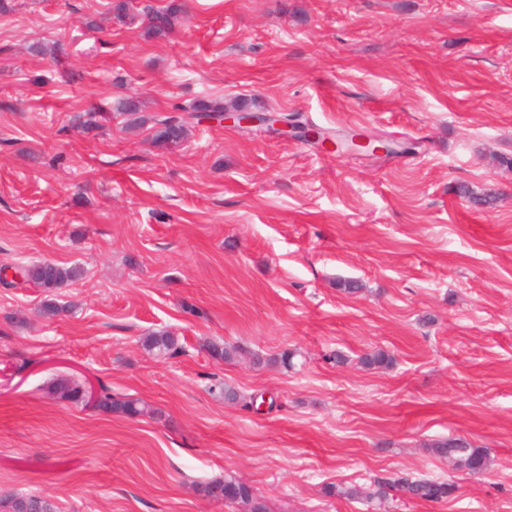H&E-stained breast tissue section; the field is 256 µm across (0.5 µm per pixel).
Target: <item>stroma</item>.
I'll list each match as a JSON object with an SVG mask.
<instances>
[{
    "mask_svg": "<svg viewBox=\"0 0 512 512\" xmlns=\"http://www.w3.org/2000/svg\"><path fill=\"white\" fill-rule=\"evenodd\" d=\"M8 2L0 268L76 275L49 293L0 284V498L240 512L196 490L233 473L272 512H512V0H184L161 38L145 9L168 0L120 21L112 0ZM130 95L133 116L116 109ZM203 100L393 151L214 121L153 142L158 120ZM158 331L177 350L144 349ZM377 349L392 366L364 368ZM61 377L149 411L61 399ZM260 394L275 408L256 411ZM447 438L485 449L489 469L435 456ZM390 475L457 490L382 505L325 492Z\"/></svg>",
    "mask_w": 512,
    "mask_h": 512,
    "instance_id": "1",
    "label": "stroma"
}]
</instances>
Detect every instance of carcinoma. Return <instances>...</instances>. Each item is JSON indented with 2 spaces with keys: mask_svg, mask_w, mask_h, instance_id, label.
<instances>
[{
  "mask_svg": "<svg viewBox=\"0 0 512 512\" xmlns=\"http://www.w3.org/2000/svg\"><path fill=\"white\" fill-rule=\"evenodd\" d=\"M183 13H185V5L177 0H173L162 10H148L146 12L147 33L155 37L164 36L172 29L177 17ZM222 111H224V105L220 103L201 101L186 117H166L159 120L153 139L159 144H175L183 139L189 121L198 122L205 117L213 116L215 112ZM72 276L73 272L47 262L34 263L28 269V281L47 291L62 286ZM144 344L150 350L167 353L176 349L177 340L168 332H159L146 337ZM54 392L76 403L85 402L86 390L75 381L58 380L54 385ZM95 406L127 416L143 413L137 401L115 399L104 387L97 395ZM432 449L438 456L453 461L458 468L474 474L484 472L490 464L486 450L474 448L461 439L438 440L432 445ZM196 490L205 497L238 504L244 508V512H269L264 498L259 496L251 485L241 483L236 475L226 474L224 479L199 485ZM455 492L456 485L452 482L412 478L408 475L376 477L367 485L350 484L326 488V493L329 495L348 500L379 502L400 494L409 499L440 503L452 497ZM26 509L30 512H57L56 505L51 500L36 495L14 494L0 500V512H24Z\"/></svg>",
  "mask_w": 512,
  "mask_h": 512,
  "instance_id": "cac0c4a2",
  "label": "carcinoma"
}]
</instances>
